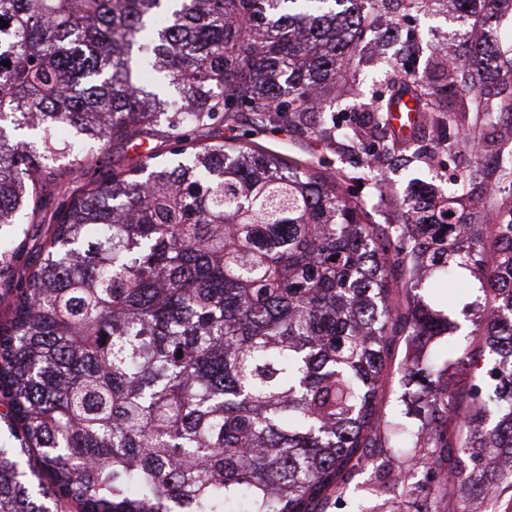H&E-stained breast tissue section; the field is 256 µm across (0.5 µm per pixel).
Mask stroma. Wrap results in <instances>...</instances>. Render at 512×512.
Instances as JSON below:
<instances>
[{
  "instance_id": "obj_1",
  "label": "stroma",
  "mask_w": 512,
  "mask_h": 512,
  "mask_svg": "<svg viewBox=\"0 0 512 512\" xmlns=\"http://www.w3.org/2000/svg\"><path fill=\"white\" fill-rule=\"evenodd\" d=\"M458 26L457 13L448 0H438L429 9L413 13L406 27L421 52L410 59L409 70L424 79H435L434 48ZM380 87L381 76L374 70L366 72L356 82L348 76L337 79L336 93L348 105L347 111L337 113V123L350 128L367 123L371 96ZM441 100L443 110L438 124L422 129L411 140L409 149L392 157L381 152L382 138L393 134L389 127L383 129L381 138L364 141L353 155L340 142L329 145L290 132L255 131L253 116L248 112L241 113L237 123L225 128L224 134L232 137L250 131L258 143L291 158L313 162L329 173L344 170L348 192L364 204L372 223L399 224L404 219V199L413 197L421 186L428 187L439 198H447L449 184L465 179L475 154H482L489 167L512 168V139L502 136V122L485 123L470 100L460 95L445 94ZM46 221L43 215L27 216L22 223L0 226V263L11 268L10 276H0V317L8 312L17 275L39 258L46 239ZM477 295V289L465 285L422 287L417 291L421 304L449 315L465 329L470 323L462 308ZM359 505L364 506L365 512H387L383 496L375 493L366 471L355 476L344 498L334 502L327 512H354Z\"/></svg>"
}]
</instances>
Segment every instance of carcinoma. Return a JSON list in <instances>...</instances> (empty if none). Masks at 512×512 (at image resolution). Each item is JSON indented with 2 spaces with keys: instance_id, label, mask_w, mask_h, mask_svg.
Segmentation results:
<instances>
[{
  "instance_id": "obj_1",
  "label": "carcinoma",
  "mask_w": 512,
  "mask_h": 512,
  "mask_svg": "<svg viewBox=\"0 0 512 512\" xmlns=\"http://www.w3.org/2000/svg\"><path fill=\"white\" fill-rule=\"evenodd\" d=\"M430 2L0 0V224L54 207L0 320L25 444L0 448V512H325L362 470L394 498L451 478L472 512L486 473L512 479V202L492 224L462 203L492 172L477 161L450 204L421 195L405 223L370 224L340 175L224 138L241 112L318 141L373 135L336 124L333 94L367 66L386 82L377 128L406 97L432 121L440 91L512 117V96L484 98L512 81L493 27L512 0H452L463 51H438V89L405 70V23ZM109 149L100 178L46 193ZM422 272L483 293L442 364L424 348L451 321L414 303ZM396 358L413 390L383 422ZM453 367L461 392L442 383Z\"/></svg>"
}]
</instances>
